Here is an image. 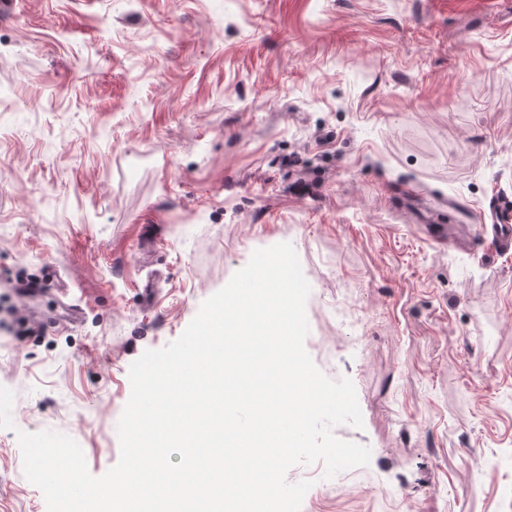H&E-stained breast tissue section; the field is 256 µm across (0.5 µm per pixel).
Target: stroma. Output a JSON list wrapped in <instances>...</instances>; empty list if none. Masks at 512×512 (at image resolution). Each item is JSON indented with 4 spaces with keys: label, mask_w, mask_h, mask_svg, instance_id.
Here are the masks:
<instances>
[{
    "label": "stroma",
    "mask_w": 512,
    "mask_h": 512,
    "mask_svg": "<svg viewBox=\"0 0 512 512\" xmlns=\"http://www.w3.org/2000/svg\"><path fill=\"white\" fill-rule=\"evenodd\" d=\"M512 0H0V512H47L18 431L120 457L129 369L291 243L305 348L367 465L300 512H512ZM468 223L466 248L434 224ZM57 279L24 303L21 279ZM151 286L152 301L142 296ZM486 218L489 219L490 224H484L490 231L486 232L485 244L486 255L494 258L501 252L512 250V210L499 209L496 205L489 206V212H480L477 217L479 222L486 223Z\"/></svg>",
    "instance_id": "obj_1"
}]
</instances>
